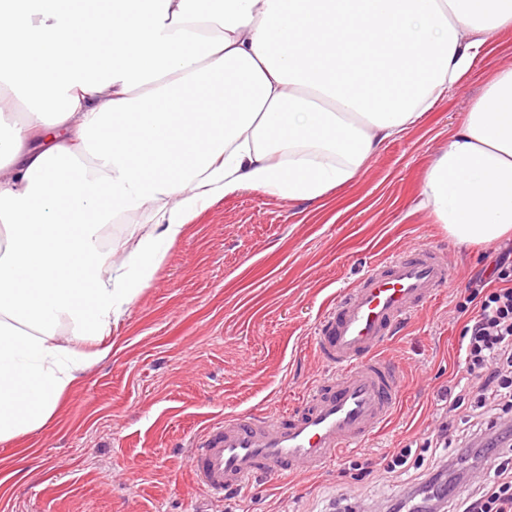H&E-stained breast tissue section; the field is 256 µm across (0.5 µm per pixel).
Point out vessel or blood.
<instances>
[{
  "label": "vessel or blood",
  "mask_w": 512,
  "mask_h": 512,
  "mask_svg": "<svg viewBox=\"0 0 512 512\" xmlns=\"http://www.w3.org/2000/svg\"><path fill=\"white\" fill-rule=\"evenodd\" d=\"M450 280L446 253L432 246L369 266L315 329L324 378L291 413L228 417L207 427L188 463L195 486L220 501L261 474L322 471L368 440L392 417L401 392L382 351Z\"/></svg>",
  "instance_id": "1"
}]
</instances>
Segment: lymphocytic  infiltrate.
I'll use <instances>...</instances> for the list:
<instances>
[{"instance_id": "1", "label": "lymphocytic infiltrate", "mask_w": 512, "mask_h": 512, "mask_svg": "<svg viewBox=\"0 0 512 512\" xmlns=\"http://www.w3.org/2000/svg\"><path fill=\"white\" fill-rule=\"evenodd\" d=\"M457 313L466 324L459 348L462 375L455 387L476 394L478 402L461 431L453 420L457 400L437 414L434 457L416 486H433L451 474L458 490L436 497L437 512H512V458L494 451L512 441V427L489 419L487 406L492 400L512 407V254L498 258L489 280L475 282Z\"/></svg>"}]
</instances>
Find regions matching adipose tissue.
<instances>
[{"label":"adipose tissue","mask_w":512,"mask_h":512,"mask_svg":"<svg viewBox=\"0 0 512 512\" xmlns=\"http://www.w3.org/2000/svg\"><path fill=\"white\" fill-rule=\"evenodd\" d=\"M512 28V0H0V442L52 421L109 354L185 224L251 188L320 201ZM420 208L461 246L512 240V67L429 164ZM146 215L102 241L117 217Z\"/></svg>","instance_id":"1"}]
</instances>
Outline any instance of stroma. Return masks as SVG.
Listing matches in <instances>:
<instances>
[{
  "label": "stroma",
  "instance_id": "obj_1",
  "mask_svg": "<svg viewBox=\"0 0 512 512\" xmlns=\"http://www.w3.org/2000/svg\"><path fill=\"white\" fill-rule=\"evenodd\" d=\"M507 67L512 29L325 207L245 189L191 220L52 423L0 442V512H333L339 497L391 492L356 465L425 447L459 366L464 323L451 312L498 255L459 248L418 209L423 173ZM420 246L444 249L453 274L384 352L402 382L393 420L318 474L264 475L220 501L194 486L195 437L229 415L297 406L325 376L312 336L326 307L371 263Z\"/></svg>",
  "mask_w": 512,
  "mask_h": 512
}]
</instances>
